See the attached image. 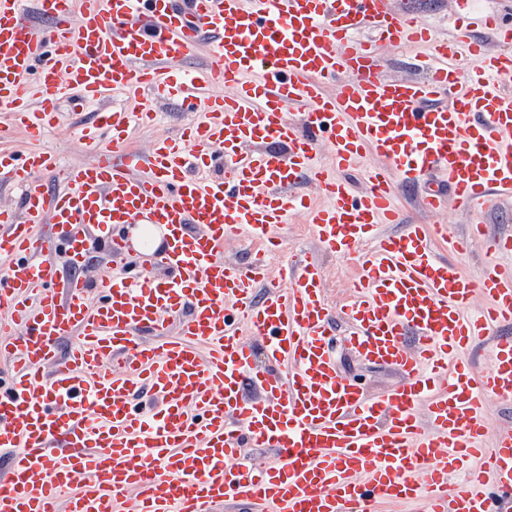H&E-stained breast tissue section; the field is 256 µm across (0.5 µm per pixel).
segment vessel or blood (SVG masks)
<instances>
[{"instance_id":"vessel-or-blood-1","label":"vessel or blood","mask_w":512,"mask_h":512,"mask_svg":"<svg viewBox=\"0 0 512 512\" xmlns=\"http://www.w3.org/2000/svg\"><path fill=\"white\" fill-rule=\"evenodd\" d=\"M384 44L414 49L425 79L380 74ZM204 46L207 66L174 69ZM463 48L480 62L468 73ZM511 81L512 53L466 28L433 39L386 0H0V179L24 188L21 210L0 208V512H512V429L489 445L483 424L488 398L512 403V336L490 335L512 325V275L493 261L474 281L433 252L446 239L512 254V235L479 218L512 199ZM118 93L204 117L144 155L128 132L155 114L109 108ZM64 102L102 106L81 136L92 162L6 148L13 126L53 128ZM367 152L383 165L356 192L343 174ZM420 181L425 212L451 198L477 213L466 237L444 224L376 236L401 222L397 186ZM292 212L325 250L374 243L340 311L317 263L268 262ZM126 224L164 228L162 276L139 269ZM82 226L126 263L93 300L83 277L59 278L85 261ZM243 230L244 266L224 258ZM478 295L488 305L468 316ZM340 320L399 384L372 397L340 374ZM489 338L493 364L474 377L460 354ZM247 448L273 458L244 462Z\"/></svg>"}]
</instances>
